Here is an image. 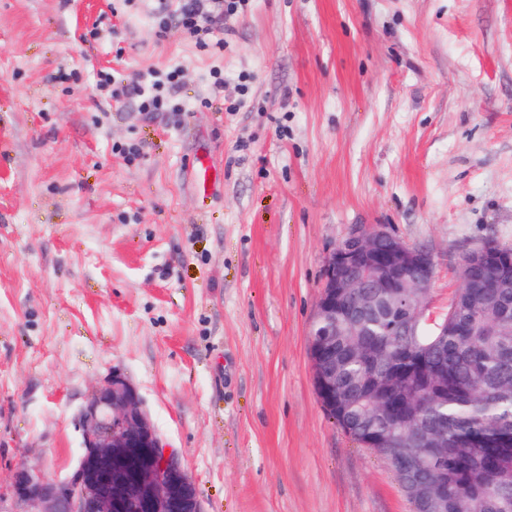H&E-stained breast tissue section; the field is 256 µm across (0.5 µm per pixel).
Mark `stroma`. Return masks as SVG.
Listing matches in <instances>:
<instances>
[{
	"label": "stroma",
	"instance_id": "1",
	"mask_svg": "<svg viewBox=\"0 0 512 512\" xmlns=\"http://www.w3.org/2000/svg\"><path fill=\"white\" fill-rule=\"evenodd\" d=\"M120 5L0 0V512L20 466L70 476L115 372L203 512H412L307 333L354 228L427 247L440 312L468 249L512 247V0H250L220 52ZM174 66L178 111L100 100Z\"/></svg>",
	"mask_w": 512,
	"mask_h": 512
}]
</instances>
